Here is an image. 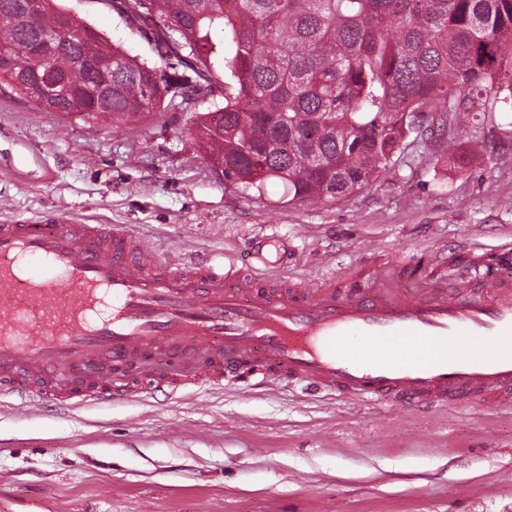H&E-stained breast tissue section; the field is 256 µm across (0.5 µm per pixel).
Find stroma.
<instances>
[{
  "mask_svg": "<svg viewBox=\"0 0 512 512\" xmlns=\"http://www.w3.org/2000/svg\"><path fill=\"white\" fill-rule=\"evenodd\" d=\"M154 65L144 30L105 0H58ZM186 112L89 125L0 84V222L123 225L166 260L255 257L277 233L283 272L341 277L373 254L512 243V112H489L451 147L414 132L382 177L332 204L245 190L201 158ZM336 264L323 270L320 253ZM468 495H460L459 487ZM512 512V410L377 406L300 388L227 387L116 399L19 417L0 403L6 512Z\"/></svg>",
  "mask_w": 512,
  "mask_h": 512,
  "instance_id": "stroma-1",
  "label": "stroma"
}]
</instances>
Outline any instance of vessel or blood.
I'll use <instances>...</instances> for the list:
<instances>
[{
  "label": "vessel or blood",
  "mask_w": 512,
  "mask_h": 512,
  "mask_svg": "<svg viewBox=\"0 0 512 512\" xmlns=\"http://www.w3.org/2000/svg\"><path fill=\"white\" fill-rule=\"evenodd\" d=\"M442 278L256 281L164 261L119 226L0 223V396L71 411L250 377L398 407L512 406V245Z\"/></svg>",
  "instance_id": "vessel-or-blood-1"
}]
</instances>
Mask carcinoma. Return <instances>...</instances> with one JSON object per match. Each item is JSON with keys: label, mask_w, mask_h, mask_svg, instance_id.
Returning a JSON list of instances; mask_svg holds the SVG:
<instances>
[{"label": "carcinoma", "mask_w": 512, "mask_h": 512, "mask_svg": "<svg viewBox=\"0 0 512 512\" xmlns=\"http://www.w3.org/2000/svg\"><path fill=\"white\" fill-rule=\"evenodd\" d=\"M142 26L161 64L148 65L54 0H40L22 26L19 0H0V83L30 86L48 70L67 75L70 94L52 111L118 128L162 105L186 112L220 93L221 117L192 112L191 134L224 180L258 193L270 180L288 201L336 203L377 180L411 132L482 112L512 110V0H151ZM58 28L48 58L36 32ZM224 32V43L211 32ZM92 46L112 59V105L86 110L97 71L71 59Z\"/></svg>", "instance_id": "obj_1"}]
</instances>
